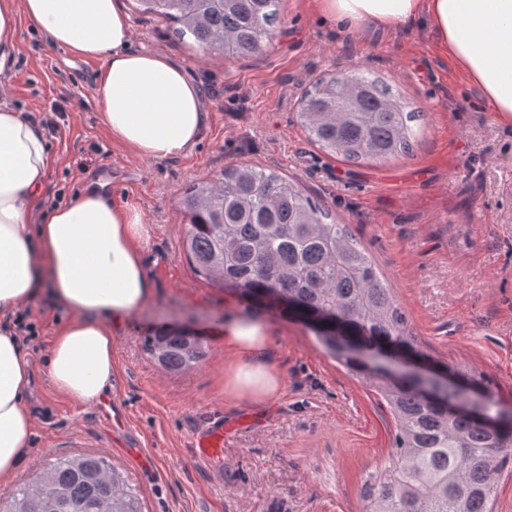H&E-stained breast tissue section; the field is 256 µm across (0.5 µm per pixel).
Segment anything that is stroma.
Wrapping results in <instances>:
<instances>
[{
  "mask_svg": "<svg viewBox=\"0 0 512 512\" xmlns=\"http://www.w3.org/2000/svg\"><path fill=\"white\" fill-rule=\"evenodd\" d=\"M132 49L160 52L204 92L206 125L175 159H147L113 141L94 97L98 61L52 48L20 20L0 101L39 122L63 111L46 134L52 158L45 207L63 205L92 181L110 201L137 205L149 227L142 244L156 285L149 304L112 333L116 374L104 401L59 393L47 358L68 311L40 298L22 307L36 329L23 342L32 381L27 405L35 452L0 500L53 457L94 453L125 470L144 512H363L361 486L389 460L394 419L373 392L326 357L300 323L262 312L266 356L281 375L267 405L231 401L224 372V322L250 313L244 301L196 277L183 251L178 200L227 166L252 163L293 179L369 253L430 360L484 373L512 407V123L490 112L479 91L438 49L426 19L394 29L348 30L323 20L313 0H282L283 25L263 54L227 60L179 42L163 19L123 0ZM339 69L380 77L420 112L410 153L353 164L310 143L300 97ZM192 329L209 354L182 374L157 367L143 339L163 327ZM256 421L224 439V456L194 455L216 417Z\"/></svg>",
  "mask_w": 512,
  "mask_h": 512,
  "instance_id": "obj_1",
  "label": "stroma"
}]
</instances>
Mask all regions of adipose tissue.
Wrapping results in <instances>:
<instances>
[{
  "label": "adipose tissue",
  "mask_w": 512,
  "mask_h": 512,
  "mask_svg": "<svg viewBox=\"0 0 512 512\" xmlns=\"http://www.w3.org/2000/svg\"><path fill=\"white\" fill-rule=\"evenodd\" d=\"M322 18L351 27L395 28L426 17L440 49L512 123V0H317ZM51 46L100 61L94 95L101 120L119 142L145 158L186 154L199 140L203 93L168 56L131 49V24L119 0H0V72L11 68L18 20ZM51 166L46 140L23 113L0 103V484H10L32 446L26 393L30 361L4 319L47 296L71 317L57 331L47 373L54 388L79 401L112 390V328L146 306L155 284L141 244L147 237L135 204H112L97 187L44 208ZM267 324L235 316L224 346L235 361L224 393L262 402L281 391L266 356Z\"/></svg>",
  "instance_id": "1"
}]
</instances>
